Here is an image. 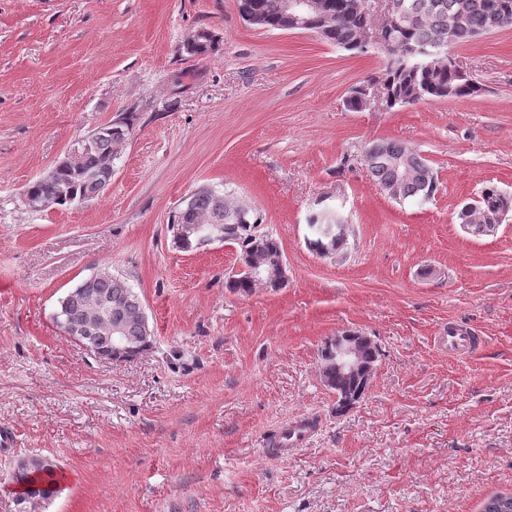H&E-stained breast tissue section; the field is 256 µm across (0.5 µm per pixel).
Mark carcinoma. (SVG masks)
<instances>
[{
  "label": "carcinoma",
  "instance_id": "carcinoma-1",
  "mask_svg": "<svg viewBox=\"0 0 512 512\" xmlns=\"http://www.w3.org/2000/svg\"><path fill=\"white\" fill-rule=\"evenodd\" d=\"M278 0H238V11L243 20L268 30H283L277 8ZM403 19L388 32V58L378 76L366 83L382 90L378 98L365 102L350 96L346 106L361 111L375 103L392 110L405 104L425 99H453L476 96L481 84L469 72L462 74L448 58V45L466 43L483 34L512 29V0H396ZM318 10L308 31L318 34L326 42L340 49L361 53L360 43L372 30L373 16L366 10L365 0H316ZM455 24L448 30V23ZM433 52L431 60L409 53L408 45ZM212 45L211 33L199 30V36L186 43L192 56H205ZM138 114L124 112L91 134V148L74 156L68 164L55 166L51 172L28 185L25 201L29 208L42 211L55 207H68L103 194L112 183L114 147L126 141L132 133ZM382 150L363 160L374 183L381 189L394 186V201L404 203L425 202L437 189V176L427 161L405 145L394 140L380 141ZM480 208L471 214V223L478 225L485 213L502 207H512V198L500 193L497 187L487 185L481 191ZM175 243L186 251L196 250L204 244L201 228L219 227L224 239L235 242L240 249V261L250 266L254 250L263 257L281 256L279 241L270 234L257 231L261 217L252 207L210 187L192 192L184 205L170 219ZM308 248L319 256L336 252V242L317 231L307 239ZM259 283L269 288H281L284 283L260 281L242 271L228 277L225 287L232 292L247 294ZM143 303L127 280L100 269L83 279L59 300L55 313L56 323L65 328L69 319L95 318L87 348L94 354H103L112 347V327L119 326L123 335L131 339L132 359L153 344V332L148 318L143 316ZM324 377L330 388L342 393L353 388L338 373L336 363L329 356H321ZM22 494L42 503L57 493L60 483L57 466L28 468L15 478Z\"/></svg>",
  "mask_w": 512,
  "mask_h": 512
}]
</instances>
